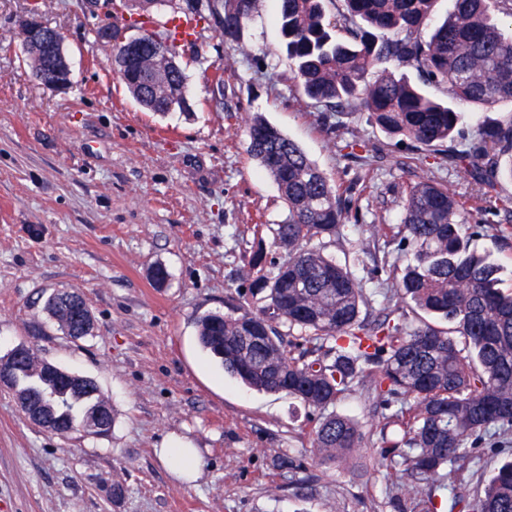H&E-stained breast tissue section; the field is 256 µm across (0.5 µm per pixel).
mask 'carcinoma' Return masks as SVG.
<instances>
[{
  "label": "carcinoma",
  "mask_w": 512,
  "mask_h": 512,
  "mask_svg": "<svg viewBox=\"0 0 512 512\" xmlns=\"http://www.w3.org/2000/svg\"><path fill=\"white\" fill-rule=\"evenodd\" d=\"M256 0H123L128 17L112 25L113 73L147 110L165 114L190 108L180 52L195 40H178L157 15L184 16L195 27L239 42ZM280 0L281 51L292 73L291 91L323 107L322 129L331 134L337 112H367L386 133L422 151L448 156V165L478 187L480 212L512 215L493 195L502 178L512 180V120L464 127L463 105L483 111L512 103V34L494 13L512 18V0H452L448 17L430 25L437 0ZM430 27L428 38L422 30ZM143 33L141 51L129 54L125 29ZM25 63L48 86L56 71L40 46L23 42ZM417 73L413 83L405 70ZM442 88L453 103L426 95ZM248 153L273 178L288 208L272 229L283 250L272 271L250 283L252 308L208 313L197 323L202 347L224 372L245 385L284 394L324 412L310 435L318 459L334 463L361 446L357 422L328 411L353 384L365 382L380 404L403 407L384 417L380 456L414 481L435 484L442 471L465 469L492 428L512 427V292L499 287L498 265L470 250L464 224L485 219L463 208L448 187L431 177L407 185L400 196V223L379 229L413 251L392 288L397 301L448 324L393 323L361 319L363 286L347 267L324 254L348 223L351 190L331 181L294 140L260 113L245 122ZM43 310L63 335H92L94 317L78 292L57 290ZM300 331L307 347L294 357L285 333ZM8 386L19 405L39 408L34 424L61 437L90 433L89 424L115 415L88 376L41 360L33 347L9 359ZM475 502L460 512H512V448Z\"/></svg>",
  "instance_id": "cac0c4a2"
}]
</instances>
